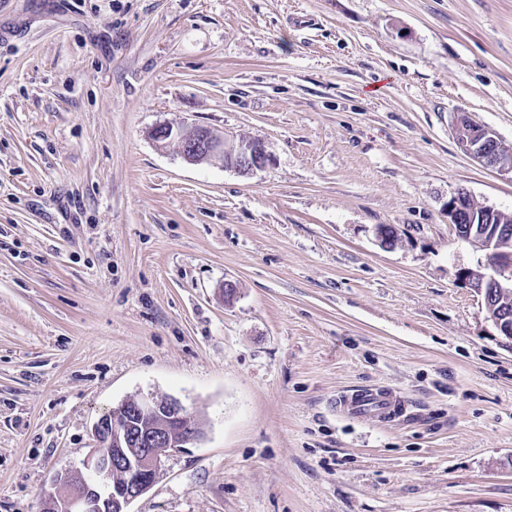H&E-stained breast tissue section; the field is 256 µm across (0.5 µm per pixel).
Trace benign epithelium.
<instances>
[{
  "instance_id": "obj_1",
  "label": "benign epithelium",
  "mask_w": 512,
  "mask_h": 512,
  "mask_svg": "<svg viewBox=\"0 0 512 512\" xmlns=\"http://www.w3.org/2000/svg\"><path fill=\"white\" fill-rule=\"evenodd\" d=\"M461 150L479 165L512 174V152L496 133L465 115L453 124ZM149 136L174 143L190 164L213 158L241 174L263 170L273 155L258 140H229L203 126L162 124ZM500 211L476 203L465 188L448 200V223L457 236L484 251V259L459 272L461 282L481 298L489 319L512 344V315L498 304L512 297V240L499 231ZM137 420L138 432L129 433L128 416ZM95 440L81 466L55 474L44 493L43 512H128L129 505L155 482L163 463L174 451L199 441L203 432L182 401L174 396H135L101 415L92 427Z\"/></svg>"
}]
</instances>
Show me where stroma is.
<instances>
[{
    "label": "stroma",
    "instance_id": "1",
    "mask_svg": "<svg viewBox=\"0 0 512 512\" xmlns=\"http://www.w3.org/2000/svg\"><path fill=\"white\" fill-rule=\"evenodd\" d=\"M0 29V512L150 394L203 437L130 512H512V349L447 215H512L453 133L512 150V0H0ZM385 385L405 420L332 409ZM149 136L156 142L175 143L181 158L190 164L221 158L226 168L241 174L263 170L273 164V155L258 140H229L223 133L203 126H155Z\"/></svg>",
    "mask_w": 512,
    "mask_h": 512
}]
</instances>
